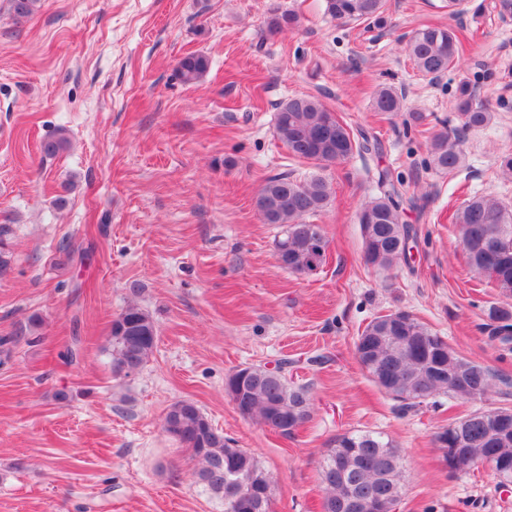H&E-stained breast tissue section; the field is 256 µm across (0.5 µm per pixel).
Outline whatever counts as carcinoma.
Returning a JSON list of instances; mask_svg holds the SVG:
<instances>
[{"instance_id": "obj_1", "label": "carcinoma", "mask_w": 512, "mask_h": 512, "mask_svg": "<svg viewBox=\"0 0 512 512\" xmlns=\"http://www.w3.org/2000/svg\"><path fill=\"white\" fill-rule=\"evenodd\" d=\"M40 0H9L14 20L32 16ZM324 11L341 22L364 23L368 28L386 24L385 0H324ZM298 24L297 15L288 9L274 7L264 20L265 32L274 36ZM406 51L414 66L424 76H440L455 67L461 59V41L450 27L426 25L416 30L406 43ZM209 69V58L202 53L182 57L177 66L185 84L198 82ZM403 95L390 85H382L373 93L376 112L395 113L403 109ZM457 125L452 134L435 135L430 143L431 165L438 172L455 175L465 164L463 142L468 131L488 125L492 110L477 101L473 88L461 82L457 98ZM275 131L288 152L314 162L322 169L330 168L353 155L375 154L380 141L365 131H353L335 111L317 95L294 96L279 103ZM69 147V138L60 131L42 141L40 153L55 157ZM330 185L320 176L299 179L292 173L269 177L259 190L255 206L267 224L282 227L275 243L276 254L285 257V270L307 275L317 267L313 257L319 246L328 240L319 224L306 222V217L323 210L330 200ZM407 200L391 174L382 170L377 178V195L358 214L361 225L365 262L382 270H391L407 262L403 244L410 238L409 225L401 220ZM452 223L463 245L467 264L479 275L499 288L506 298L512 297V209L491 193L474 196L452 214ZM8 226L0 225V273L11 268L10 249L6 242ZM491 335L507 345L512 342V305L492 306ZM157 329L150 314L136 303L128 304L112 320L109 354L112 374L128 377L140 372L153 354ZM361 336L374 337L368 373L393 370L419 376L428 363L448 364V342L406 310H395L372 319ZM238 382L227 378L225 393L234 387L243 391L240 412L256 419L276 432L288 436L309 417V392L304 386L292 384L284 367L266 365L236 368ZM440 395L463 398L468 393L448 390V379L437 378L425 394L414 386H400L390 396L404 408L419 406ZM469 448H486L488 444L478 417L465 421ZM163 429L192 452L194 476L203 491L224 504V512H244L239 498L244 489L239 483L242 474L253 487L271 488V478L258 457L237 448L214 433V426L192 401L172 403L164 416ZM398 456L397 450L381 436L367 431L344 435L326 450L320 470L335 468L343 473L336 482H322L323 512H336V503L350 493L373 496L378 491V476L388 459Z\"/></svg>"}]
</instances>
